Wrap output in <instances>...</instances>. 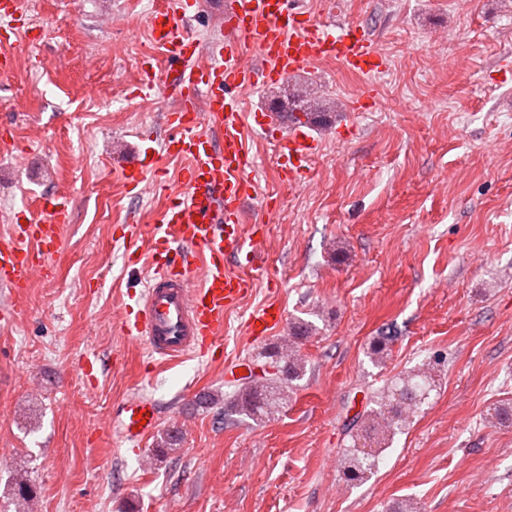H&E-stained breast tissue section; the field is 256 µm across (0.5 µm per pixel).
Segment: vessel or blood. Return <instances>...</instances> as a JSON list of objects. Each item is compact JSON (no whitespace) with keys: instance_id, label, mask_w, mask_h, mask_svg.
<instances>
[{"instance_id":"b4317fda","label":"vessel or blood","mask_w":512,"mask_h":512,"mask_svg":"<svg viewBox=\"0 0 512 512\" xmlns=\"http://www.w3.org/2000/svg\"><path fill=\"white\" fill-rule=\"evenodd\" d=\"M190 0L157 10L150 23L154 41L176 67L168 84L175 106L165 116L171 133L168 155L187 160L179 186L158 224L149 231L127 225L124 236L137 244L149 234L152 276L134 305L121 318L127 335L143 342L160 362L219 349L224 312L250 290V278L228 268L230 260L252 263L261 246L262 225L244 227L241 203L252 191L245 171L251 165L248 144L239 128L240 88L259 81H278L321 59L371 73L383 65L374 40L352 26L318 24L288 0H227L221 28L223 39L205 46L185 23ZM248 40L265 62L254 72L242 62L241 40ZM220 137L204 134V127ZM318 149L305 127L296 126L279 143L281 175L295 182L307 174ZM71 203L51 196L43 202V217L14 225L0 238V285L23 292L33 276L42 274L58 252ZM197 287H188L191 276ZM283 311L267 304L250 314L252 335H268L281 325ZM159 424L157 402L143 394L127 396L113 421L115 431L141 463L151 461L145 448Z\"/></svg>"}]
</instances>
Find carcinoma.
Here are the masks:
<instances>
[{
  "mask_svg": "<svg viewBox=\"0 0 512 512\" xmlns=\"http://www.w3.org/2000/svg\"><path fill=\"white\" fill-rule=\"evenodd\" d=\"M301 116L306 122L326 127L330 124L327 112L318 110L307 111L299 107ZM396 340L394 336H380L370 343L368 357L371 362L379 363L387 347ZM269 362L273 372L268 374L265 382L260 386L237 385L229 402L225 403L224 415H238L253 421H258L276 414L288 402V393L294 382L305 375V360L297 353L290 342L275 345L262 355ZM432 388V376L426 369H419L410 373L387 388L384 402L373 411L371 422L361 427V436L368 439H386L395 433V429L402 427L410 414L416 412L428 399ZM379 460V453L367 451L363 448H350L346 454V465L343 475L351 482H361L372 473ZM14 485L18 499L23 503L32 502L34 489L30 480L17 476Z\"/></svg>",
  "mask_w": 512,
  "mask_h": 512,
  "instance_id": "obj_1",
  "label": "carcinoma"
}]
</instances>
